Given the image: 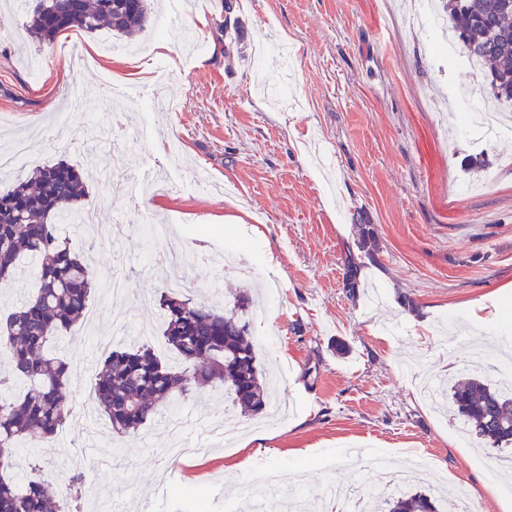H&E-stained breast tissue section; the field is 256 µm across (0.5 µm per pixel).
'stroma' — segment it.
Wrapping results in <instances>:
<instances>
[{"mask_svg":"<svg viewBox=\"0 0 512 512\" xmlns=\"http://www.w3.org/2000/svg\"><path fill=\"white\" fill-rule=\"evenodd\" d=\"M404 8L403 0H157L152 22L133 37L69 30L42 46L24 12L0 0V141L24 140L35 152L0 183L70 163L87 176L93 215L118 217L123 230L90 258L99 317L51 342L88 368L71 374L72 409L89 399L95 344L111 335L112 314L160 321L139 301L169 277L143 232L156 224L187 249L223 244L253 259L247 279L186 266L187 293L221 308L252 288L267 312L252 336L288 409L262 444L215 446L165 471L135 465L140 441L162 449L183 431L153 422L130 440L111 437L100 414L92 436L66 422L62 436L90 469L65 512H85L100 494L125 512H193L198 495L208 512H224L245 485L275 488L276 512H297L296 480L311 492L338 480L381 487L375 459L344 456L355 445L386 454L396 470L423 458L450 479L452 495L502 512L485 487L512 481V471L442 421L408 372L496 381L499 355L512 352V328L500 319L512 299V134L489 137L427 103L438 90L458 101L472 76L455 55L435 56V33L404 25ZM175 11L185 27L168 25ZM75 81L133 94L119 115L106 102L73 111ZM192 166L213 191L187 189ZM228 196L260 236L225 223ZM117 252L137 273L122 298L107 288ZM475 341L493 361L461 368ZM247 455L251 470L226 484L225 472Z\"/></svg>","mask_w":512,"mask_h":512,"instance_id":"1","label":"stroma"}]
</instances>
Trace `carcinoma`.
Wrapping results in <instances>:
<instances>
[{"label": "carcinoma", "instance_id": "obj_1", "mask_svg": "<svg viewBox=\"0 0 512 512\" xmlns=\"http://www.w3.org/2000/svg\"><path fill=\"white\" fill-rule=\"evenodd\" d=\"M28 33L49 45L63 31L102 27L131 36L150 19L148 0H28ZM451 28L466 56L484 68L495 100L512 104V0H448ZM88 193L83 173L57 162L0 190V280L15 277L24 258L34 260L36 289L0 324V348L11 376H0V512H61L55 479L31 468L18 484L12 470L23 440L55 442L72 409L64 392L69 362L49 351L56 334L70 330L88 308L96 280L83 257L60 234L61 224L82 212ZM171 365L146 340L113 348L99 361L91 398L108 418L112 433L134 438L161 412L174 408L200 385L219 383L224 397L244 414L267 412L273 397L251 340V301L242 293L234 309L222 311L190 297L163 291L156 299ZM25 384L13 392V380ZM490 447L512 444V388L473 376L441 395ZM373 512H440L425 491L376 498Z\"/></svg>", "mask_w": 512, "mask_h": 512}]
</instances>
